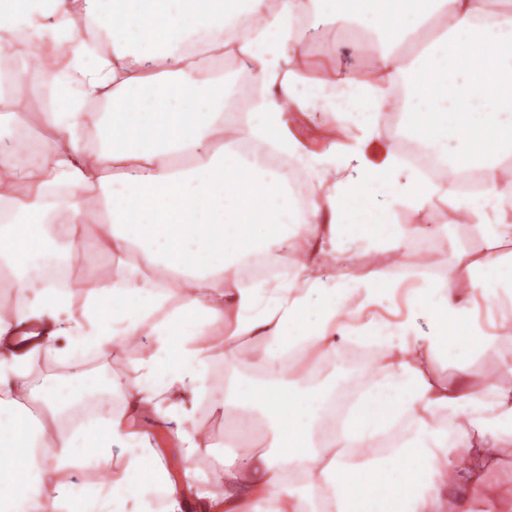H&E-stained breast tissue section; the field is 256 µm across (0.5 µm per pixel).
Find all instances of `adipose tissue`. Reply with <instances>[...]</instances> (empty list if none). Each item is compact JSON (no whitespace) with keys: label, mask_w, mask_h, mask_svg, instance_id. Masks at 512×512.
<instances>
[{"label":"adipose tissue","mask_w":512,"mask_h":512,"mask_svg":"<svg viewBox=\"0 0 512 512\" xmlns=\"http://www.w3.org/2000/svg\"><path fill=\"white\" fill-rule=\"evenodd\" d=\"M317 25L363 36L359 79ZM512 0H7L0 6V339L53 323L69 362L135 344L137 377L34 385L32 347L0 357V512H502L489 450L512 388L442 380L437 352H495L512 373V278L472 276L444 227L367 211L446 205L512 246ZM428 156L412 164L403 142ZM477 168L478 188L458 173ZM112 255L81 310L84 225ZM418 253L406 262L405 251ZM368 257L344 271L348 252ZM221 330L213 341L208 329ZM46 397L72 423L47 435ZM224 418L221 493L190 455L171 471L143 415L197 443ZM119 479L63 482L93 460ZM336 34L332 31L319 35L306 43L303 53L307 56L309 67L306 70V77L309 80L317 79L321 73V64L333 51V40Z\"/></svg>","instance_id":"ef3b65f1"}]
</instances>
